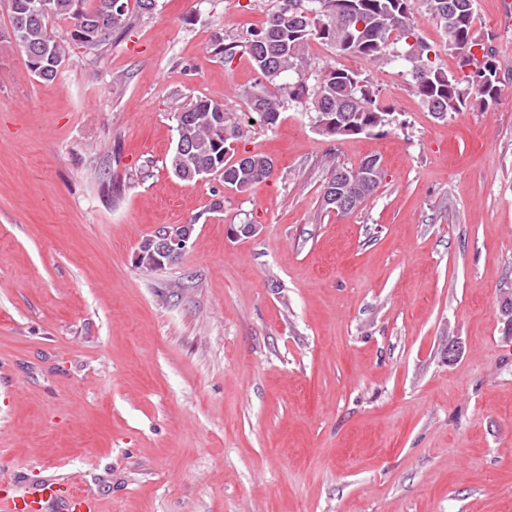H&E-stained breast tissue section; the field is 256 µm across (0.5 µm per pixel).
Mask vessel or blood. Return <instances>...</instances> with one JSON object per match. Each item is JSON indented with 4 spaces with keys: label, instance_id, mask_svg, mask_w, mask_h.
Wrapping results in <instances>:
<instances>
[{
    "label": "vessel or blood",
    "instance_id": "vessel-or-blood-1",
    "mask_svg": "<svg viewBox=\"0 0 512 512\" xmlns=\"http://www.w3.org/2000/svg\"><path fill=\"white\" fill-rule=\"evenodd\" d=\"M59 512H95L93 497L78 492L71 483L48 479L20 494L0 498V512H49L51 507Z\"/></svg>",
    "mask_w": 512,
    "mask_h": 512
}]
</instances>
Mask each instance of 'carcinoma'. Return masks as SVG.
I'll return each mask as SVG.
<instances>
[{
	"label": "carcinoma",
	"mask_w": 512,
	"mask_h": 512,
	"mask_svg": "<svg viewBox=\"0 0 512 512\" xmlns=\"http://www.w3.org/2000/svg\"><path fill=\"white\" fill-rule=\"evenodd\" d=\"M10 23L15 43L23 53L41 51L49 65L39 79L52 82L69 60L66 45L53 35L49 22L83 19L95 34L87 42L98 47L112 39V33L125 26L131 8L112 11L110 0H50V10L36 12L37 0H10ZM434 21L444 32L448 54L461 43L482 45L475 29L474 0H284L272 12L265 26L246 40L242 48L263 77L246 94L249 112L259 122L274 127L279 121L284 100L296 103L312 114L314 123L333 120L339 123L329 136L344 135L350 125L371 132L389 122L390 112L381 104L368 79L360 73L338 67L321 68L314 83L301 79L312 68L305 51L315 40L333 47L341 55L378 60L386 55L410 64L409 85L427 110L438 119L458 112L470 98L488 107L497 102L501 88L497 74H490L483 62L474 58L475 73L457 65L449 71L440 63L431 46L417 35L415 14ZM298 80L291 79L292 75ZM175 145L165 158V166L182 180L193 181L213 175L224 186L246 191L256 182L270 177L273 161L264 154H236V145L246 136L237 114L224 103L208 98L190 101L175 113ZM382 179L379 164L365 159L358 168L336 167L324 187V197L336 188L348 197L338 208L327 205L338 215L355 212L375 191Z\"/></svg>",
	"instance_id": "obj_1"
}]
</instances>
